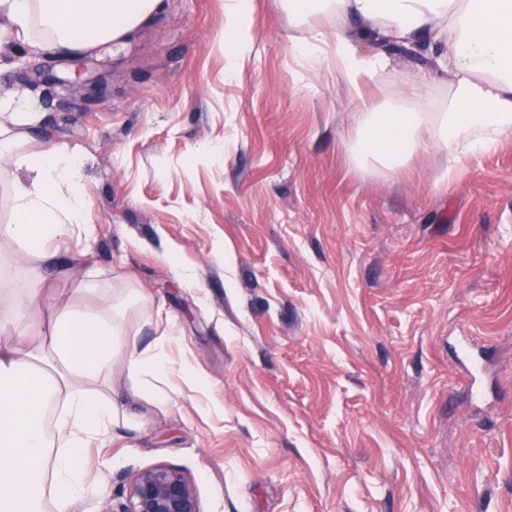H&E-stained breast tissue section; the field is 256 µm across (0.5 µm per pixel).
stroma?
<instances>
[{
  "label": "stroma",
  "instance_id": "35a3bbf8",
  "mask_svg": "<svg viewBox=\"0 0 512 512\" xmlns=\"http://www.w3.org/2000/svg\"><path fill=\"white\" fill-rule=\"evenodd\" d=\"M225 2L166 0L89 53L97 102L39 83L73 63L0 48V89L43 113L39 148L79 152L91 201L47 305L138 290L152 318L129 311L128 336H172L190 372L151 378L173 403L133 398L144 426L90 448L75 512L160 462L204 512H512V138L453 176L429 143L402 172L357 170L356 113L405 85L438 111L447 80L400 49L353 95L296 62L282 0H251L253 44L228 60Z\"/></svg>",
  "mask_w": 512,
  "mask_h": 512
}]
</instances>
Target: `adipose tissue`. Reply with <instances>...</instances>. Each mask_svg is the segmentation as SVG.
<instances>
[{"instance_id":"1","label":"adipose tissue","mask_w":512,"mask_h":512,"mask_svg":"<svg viewBox=\"0 0 512 512\" xmlns=\"http://www.w3.org/2000/svg\"><path fill=\"white\" fill-rule=\"evenodd\" d=\"M248 0H227L224 54L241 56L249 38ZM164 8V0H0V44L21 43L68 60L128 39ZM303 36L299 62L312 70L331 62L352 89L385 71L390 46L432 58L438 68L464 65L443 111L422 106L374 105L361 112L346 146L358 168L399 172L433 140L452 161L488 150L512 136V0H288ZM334 19L333 30L310 22ZM381 43L358 54L354 32ZM43 116L13 93H0V173L25 169L15 182L12 217L0 238L22 246L26 269L12 274L0 263V512H38L45 480H52L55 512H72L85 487L86 450L113 427L140 425L138 413L112 390L122 366L134 395L163 405L170 396L147 377L183 379L185 367L165 352L164 340L140 346L127 338L128 305L148 314L149 301L97 296L96 307L63 306L50 327L40 313L46 288L71 277L59 254L66 239L86 230L90 202L82 190V161L67 145L36 149Z\"/></svg>"}]
</instances>
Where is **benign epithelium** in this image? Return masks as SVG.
I'll use <instances>...</instances> for the list:
<instances>
[{
  "mask_svg": "<svg viewBox=\"0 0 512 512\" xmlns=\"http://www.w3.org/2000/svg\"><path fill=\"white\" fill-rule=\"evenodd\" d=\"M106 512H204L194 480L181 469L157 463L131 478L125 501Z\"/></svg>",
  "mask_w": 512,
  "mask_h": 512,
  "instance_id": "7a95c632",
  "label": "benign epithelium"
}]
</instances>
